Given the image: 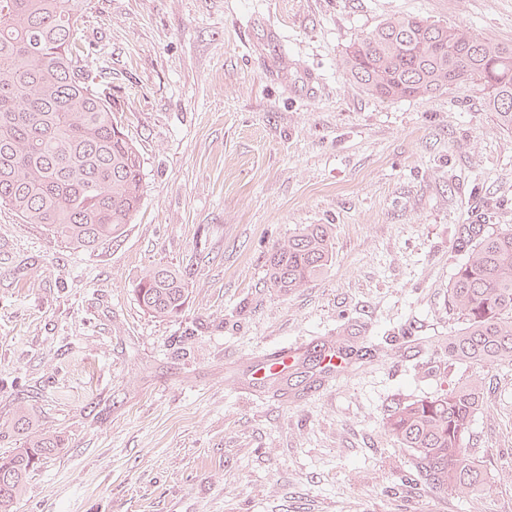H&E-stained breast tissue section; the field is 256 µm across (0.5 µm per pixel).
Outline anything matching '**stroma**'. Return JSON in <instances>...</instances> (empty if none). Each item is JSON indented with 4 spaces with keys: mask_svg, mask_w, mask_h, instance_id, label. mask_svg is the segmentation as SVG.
<instances>
[{
    "mask_svg": "<svg viewBox=\"0 0 512 512\" xmlns=\"http://www.w3.org/2000/svg\"><path fill=\"white\" fill-rule=\"evenodd\" d=\"M406 15L512 43V0H86L144 191L92 251L0 207V456L21 407L61 440L12 512H512L511 362L482 371L479 494L429 492L383 427L471 375L446 349L461 227L512 229V131L480 91L380 99L342 73ZM304 224L333 261L282 296L266 261ZM160 265L188 281L172 317L134 296ZM283 345L287 378L252 381Z\"/></svg>",
    "mask_w": 512,
    "mask_h": 512,
    "instance_id": "obj_1",
    "label": "stroma"
}]
</instances>
